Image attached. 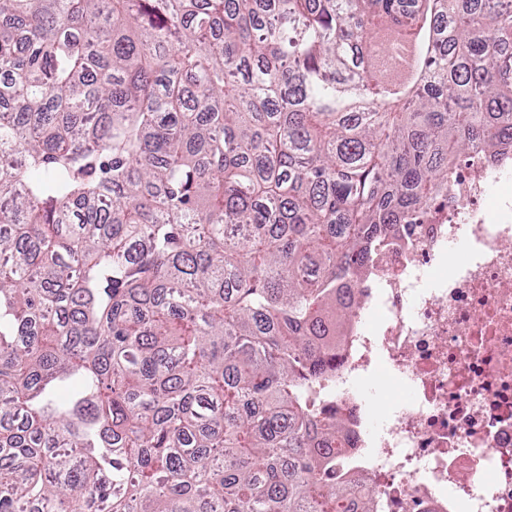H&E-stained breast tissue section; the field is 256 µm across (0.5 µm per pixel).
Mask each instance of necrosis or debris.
<instances>
[{
  "label": "necrosis or debris",
  "instance_id": "obj_1",
  "mask_svg": "<svg viewBox=\"0 0 512 512\" xmlns=\"http://www.w3.org/2000/svg\"><path fill=\"white\" fill-rule=\"evenodd\" d=\"M314 396L339 429L351 501L372 512H512V144L375 251ZM400 383L383 418L365 381Z\"/></svg>",
  "mask_w": 512,
  "mask_h": 512
}]
</instances>
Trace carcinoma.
Here are the masks:
<instances>
[{
	"instance_id": "obj_1",
	"label": "carcinoma",
	"mask_w": 512,
	"mask_h": 512,
	"mask_svg": "<svg viewBox=\"0 0 512 512\" xmlns=\"http://www.w3.org/2000/svg\"><path fill=\"white\" fill-rule=\"evenodd\" d=\"M512 143V0H0V512H350L342 290Z\"/></svg>"
}]
</instances>
